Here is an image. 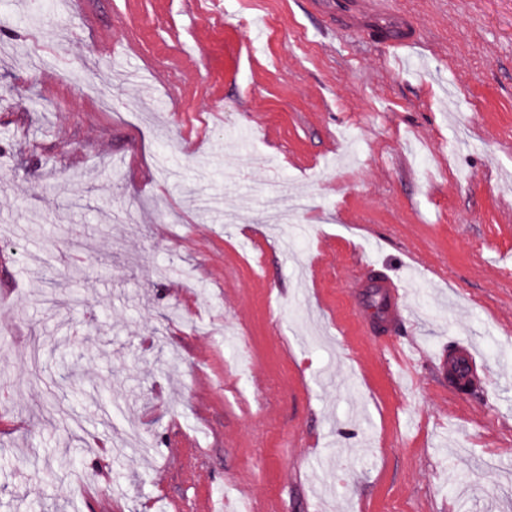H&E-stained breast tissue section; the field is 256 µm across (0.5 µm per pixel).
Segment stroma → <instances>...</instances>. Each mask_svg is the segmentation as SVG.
<instances>
[{
    "instance_id": "35a3bbf8",
    "label": "stroma",
    "mask_w": 512,
    "mask_h": 512,
    "mask_svg": "<svg viewBox=\"0 0 512 512\" xmlns=\"http://www.w3.org/2000/svg\"><path fill=\"white\" fill-rule=\"evenodd\" d=\"M44 3L0 0V512H512V0H393L422 65L306 0ZM364 266L367 273L359 277L352 285L355 294L363 296L358 288H364L368 280H372L373 288H377V301L375 310V328L381 331L388 330L381 336V343L384 350L389 354L393 353L400 343L397 341L394 329L405 320L407 313L406 296L407 286L405 282L397 277L380 274L381 270L376 268L372 261H365ZM378 275L375 277V275ZM453 364L454 377L450 381L459 393L470 392L473 385L481 380L478 374V355L464 343L457 345L448 352V365Z\"/></svg>"
}]
</instances>
